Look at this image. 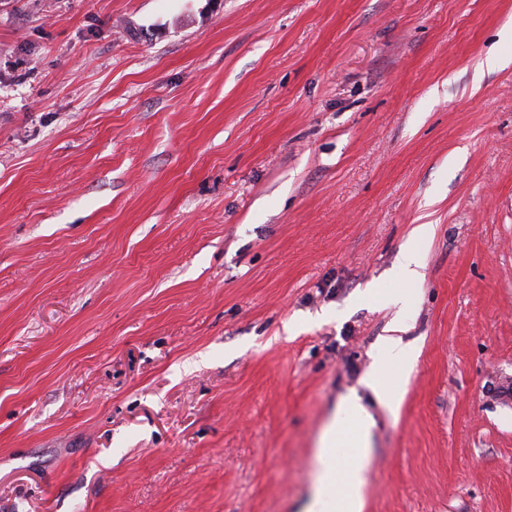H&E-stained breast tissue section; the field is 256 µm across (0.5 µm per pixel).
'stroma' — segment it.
<instances>
[{
    "instance_id": "obj_1",
    "label": "stroma",
    "mask_w": 512,
    "mask_h": 512,
    "mask_svg": "<svg viewBox=\"0 0 512 512\" xmlns=\"http://www.w3.org/2000/svg\"><path fill=\"white\" fill-rule=\"evenodd\" d=\"M509 24L0 0V512H305L353 390L363 512H512ZM430 226L420 224L414 228L412 238L404 246L400 256V267L408 283L417 281L421 277L423 267L422 244L429 239ZM412 359L406 345L399 336H386L383 343V360L366 380V385L377 393L392 410L399 406L400 393H389L385 386L386 376L398 371L407 373L411 370Z\"/></svg>"
}]
</instances>
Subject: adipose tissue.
<instances>
[{
    "mask_svg": "<svg viewBox=\"0 0 512 512\" xmlns=\"http://www.w3.org/2000/svg\"><path fill=\"white\" fill-rule=\"evenodd\" d=\"M412 359L401 337H385L383 358L366 380V385L377 393L390 408H398V394L388 392L387 375L406 373ZM372 415L357 395L340 400L336 415L324 429L317 453L320 471L315 495L308 512H363L364 489L367 483V466Z\"/></svg>",
    "mask_w": 512,
    "mask_h": 512,
    "instance_id": "1",
    "label": "adipose tissue"
}]
</instances>
